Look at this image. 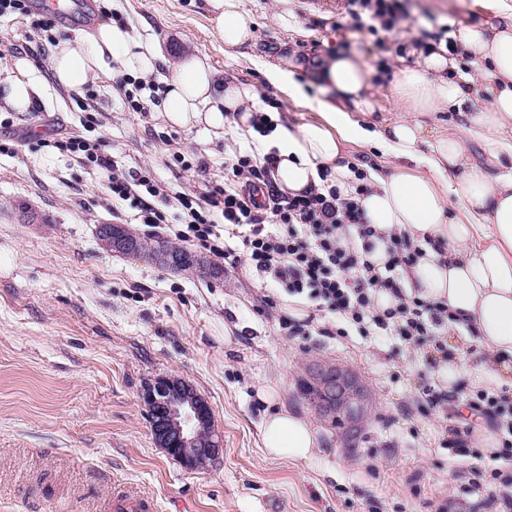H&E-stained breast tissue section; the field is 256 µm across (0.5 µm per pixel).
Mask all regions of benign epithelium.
<instances>
[{"instance_id": "benign-epithelium-1", "label": "benign epithelium", "mask_w": 512, "mask_h": 512, "mask_svg": "<svg viewBox=\"0 0 512 512\" xmlns=\"http://www.w3.org/2000/svg\"><path fill=\"white\" fill-rule=\"evenodd\" d=\"M99 241L107 250L135 258L139 255L138 243L127 237L120 224L102 225ZM309 378L319 388L316 406L321 414L326 418L343 414L347 430L354 431L362 409L359 378L348 369L326 362L312 364ZM146 402L153 437L168 455L193 469L204 468L219 456L221 442L204 430L211 409L193 387L162 378L147 392Z\"/></svg>"}]
</instances>
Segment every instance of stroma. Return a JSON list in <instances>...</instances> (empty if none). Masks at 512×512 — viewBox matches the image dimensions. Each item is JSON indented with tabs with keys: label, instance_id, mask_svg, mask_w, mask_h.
I'll return each mask as SVG.
<instances>
[{
	"label": "stroma",
	"instance_id": "35a3bbf8",
	"mask_svg": "<svg viewBox=\"0 0 512 512\" xmlns=\"http://www.w3.org/2000/svg\"><path fill=\"white\" fill-rule=\"evenodd\" d=\"M310 38H289L274 23L276 0H242L255 18L258 52L336 51L348 43L370 66L414 56L401 48L433 22L457 30L486 14L476 0H404L407 21L373 36L356 31L345 0H291ZM202 0H88L55 20L51 32L27 16L0 17V512H110L113 496L153 500L156 512H486L467 493L469 470H512L472 444L462 421L440 425L419 396L433 369L391 337L292 336L263 299L286 293L203 249L179 270L102 248L98 228L122 224L144 239L164 229L139 220L113 199L102 173L50 147L53 138L84 133L81 103H90L124 169H150L170 210L177 195L205 194L224 181V160L242 144L239 130L202 140L168 125L159 106L125 108L124 92L106 76L72 91L45 79L36 109L6 100L13 61L47 71L52 40L110 21L154 40L169 59L152 83L163 86L170 62L208 58L253 94L271 97L282 122L316 120L315 77L299 74L306 98L296 101L263 73L236 65L201 9ZM232 342H225V334ZM455 355L467 370L448 401L457 411L479 386L472 369L484 354L457 331ZM355 372L370 400L360 436L347 441L300 392L314 361ZM161 378L183 381L211 409L223 452L203 470L190 469L155 443L144 396ZM272 383L288 405L309 415L323 455L303 467L265 459L257 390Z\"/></svg>",
	"mask_w": 512,
	"mask_h": 512
}]
</instances>
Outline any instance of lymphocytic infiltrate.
I'll use <instances>...</instances> for the list:
<instances>
[{
    "label": "lymphocytic infiltrate",
    "mask_w": 512,
    "mask_h": 512,
    "mask_svg": "<svg viewBox=\"0 0 512 512\" xmlns=\"http://www.w3.org/2000/svg\"><path fill=\"white\" fill-rule=\"evenodd\" d=\"M345 12L355 28L378 34L393 31L406 20L402 0H345ZM105 136L67 137L54 141L59 151L93 164L104 175L113 197L130 202L148 224H171L176 241L194 243L230 263L247 259L257 273L279 284L289 296L306 298L312 313L298 321L281 316L289 335L311 331L329 335L323 319H337L354 327L360 336H395L408 348L422 350L429 365L448 356V325L455 317L447 302L406 293L401 286L421 250L407 234H393L383 266L367 254L374 228L367 223L356 198L364 194V171L352 197H341L324 183L294 196L274 185L273 155L236 153L224 164V183L207 193L206 204L181 194L176 212L153 208L159 193L150 171H126L106 150ZM393 298L379 306L380 294ZM475 407L488 415L503 436L498 455L512 459V396L494 389L476 394Z\"/></svg>",
    "instance_id": "obj_1"
}]
</instances>
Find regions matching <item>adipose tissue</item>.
I'll list each match as a JSON object with an SVG mask.
<instances>
[{
    "instance_id": "adipose-tissue-1",
    "label": "adipose tissue",
    "mask_w": 512,
    "mask_h": 512,
    "mask_svg": "<svg viewBox=\"0 0 512 512\" xmlns=\"http://www.w3.org/2000/svg\"><path fill=\"white\" fill-rule=\"evenodd\" d=\"M204 5L229 59L259 68L270 85L295 99L305 96L298 70L310 67L319 79L318 121L297 127L278 122L257 139L259 153L276 155L279 190L293 196L320 186L318 171L326 167L330 184L348 195L355 181L343 162L348 146L375 145L384 161L367 168L368 191L358 198L377 232L369 260L386 262L392 233L421 241L423 254L406 275V287L447 301L460 325L492 354L477 381L512 387V0H483L490 21L460 25L449 46L419 53L417 66L400 69L383 89L355 54L323 53L304 63L253 54L255 20L241 0ZM162 60L156 45L112 22L59 40L48 67L57 84L78 90L93 76L111 75L112 64L136 79L155 73ZM14 66L7 100L24 110L42 75L24 58ZM383 92L396 111L379 120ZM448 111L459 115V123L437 120V113ZM254 116L250 91L232 79L217 84L206 59L186 56L176 63L162 101L167 123L218 136L228 126L250 127ZM469 140L483 147V159L469 155ZM258 397L270 406L261 430L266 456L312 464L321 448L309 416L279 402L275 387H262Z\"/></svg>"
}]
</instances>
